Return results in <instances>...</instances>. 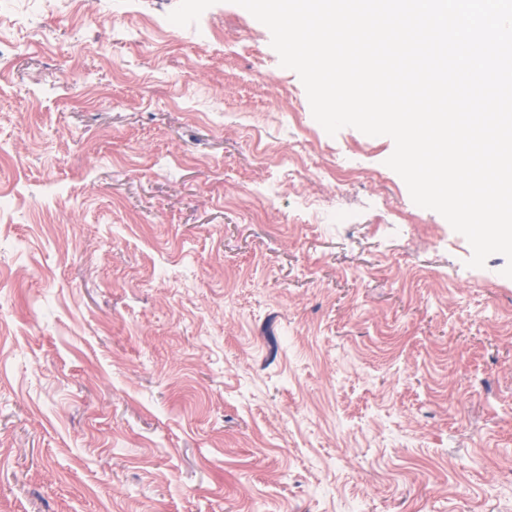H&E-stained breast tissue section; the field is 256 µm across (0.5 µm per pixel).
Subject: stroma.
<instances>
[{
    "instance_id": "35a3bbf8",
    "label": "stroma",
    "mask_w": 512,
    "mask_h": 512,
    "mask_svg": "<svg viewBox=\"0 0 512 512\" xmlns=\"http://www.w3.org/2000/svg\"><path fill=\"white\" fill-rule=\"evenodd\" d=\"M178 3L0 0V512H512L505 256Z\"/></svg>"
}]
</instances>
